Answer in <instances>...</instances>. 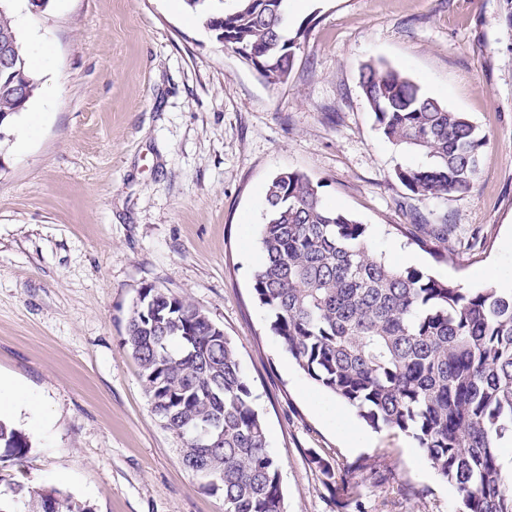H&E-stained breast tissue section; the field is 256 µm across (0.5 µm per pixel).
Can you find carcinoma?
<instances>
[{"label":"carcinoma","mask_w":512,"mask_h":512,"mask_svg":"<svg viewBox=\"0 0 512 512\" xmlns=\"http://www.w3.org/2000/svg\"><path fill=\"white\" fill-rule=\"evenodd\" d=\"M204 27L243 50L271 84L285 82L300 45L288 36L286 0H185ZM14 39L17 63L0 73V129L39 94L7 6L0 39ZM362 93L384 136L422 154L397 180L424 199L467 192L484 137L404 72L368 63ZM307 175L278 174L265 196L263 262L253 293L270 329L312 380L359 412L376 431L413 438L460 497L459 512H512L501 448L512 446V289L468 292L371 253L366 225L327 208ZM125 346L140 368L148 405L184 441V468L223 498L224 512H283L281 467L233 342L187 298L142 289ZM30 436L0 419V449L22 462ZM0 476V512H92L52 488Z\"/></svg>","instance_id":"cac0c4a2"}]
</instances>
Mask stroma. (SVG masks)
<instances>
[{"label":"stroma","mask_w":512,"mask_h":512,"mask_svg":"<svg viewBox=\"0 0 512 512\" xmlns=\"http://www.w3.org/2000/svg\"><path fill=\"white\" fill-rule=\"evenodd\" d=\"M506 0H304L287 82L273 86L171 0H11L39 44L38 96L0 139V378L43 422L0 470L93 512H224L184 469L123 343L151 285L188 297L235 344L285 512H456L415 442L369 428L293 362L256 301L265 194L283 171L368 228L371 250L469 291L512 286V29ZM407 72L484 136L472 189L423 200L396 179L423 156L389 142L362 65ZM447 222V239L413 227ZM250 247H243V239ZM335 469L328 484L322 464Z\"/></svg>","instance_id":"obj_1"}]
</instances>
